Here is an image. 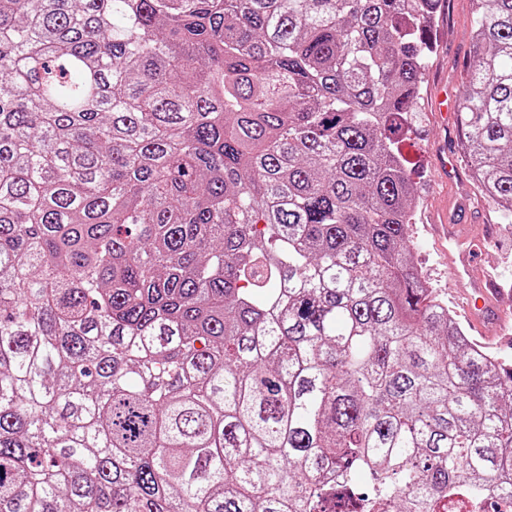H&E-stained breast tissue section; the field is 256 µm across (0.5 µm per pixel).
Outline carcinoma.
<instances>
[{
    "mask_svg": "<svg viewBox=\"0 0 512 512\" xmlns=\"http://www.w3.org/2000/svg\"><path fill=\"white\" fill-rule=\"evenodd\" d=\"M439 0H0V512H512V370L415 264ZM458 126L512 224V0Z\"/></svg>",
    "mask_w": 512,
    "mask_h": 512,
    "instance_id": "carcinoma-1",
    "label": "carcinoma"
}]
</instances>
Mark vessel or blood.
Listing matches in <instances>:
<instances>
[{"label": "vessel or blood", "mask_w": 512, "mask_h": 512, "mask_svg": "<svg viewBox=\"0 0 512 512\" xmlns=\"http://www.w3.org/2000/svg\"><path fill=\"white\" fill-rule=\"evenodd\" d=\"M435 230L448 241L450 273L462 287L458 304L466 312L473 331L484 335L487 325L505 321L494 304L498 285L480 271L476 260L478 247L460 233L458 225L439 224Z\"/></svg>", "instance_id": "1"}]
</instances>
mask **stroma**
Instances as JSON below:
<instances>
[{
    "mask_svg": "<svg viewBox=\"0 0 512 512\" xmlns=\"http://www.w3.org/2000/svg\"><path fill=\"white\" fill-rule=\"evenodd\" d=\"M471 24L470 0H441L433 27L434 51L423 77L418 112L401 144L419 199L411 234L418 267L449 303L455 296L445 256L448 244L429 232L431 220L448 218L475 238L492 235L482 264L499 277L505 288L498 305L512 312V224L499 223L493 205L482 198L468 169H461L450 183L441 181L437 169V159L443 152L462 151L455 126L441 117L436 101L446 95H459L466 80L465 67L476 51L468 36Z\"/></svg>",
    "mask_w": 512,
    "mask_h": 512,
    "instance_id": "1",
    "label": "stroma"
}]
</instances>
